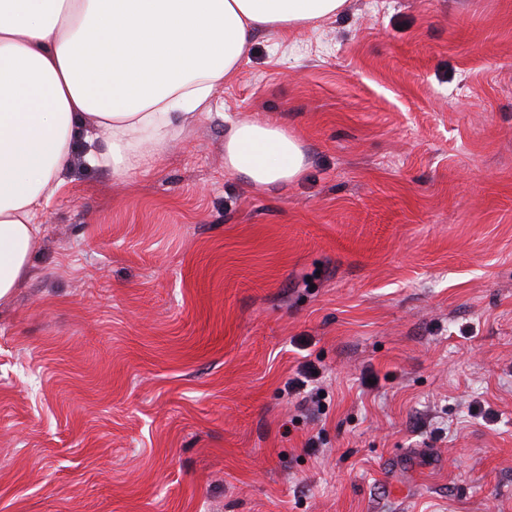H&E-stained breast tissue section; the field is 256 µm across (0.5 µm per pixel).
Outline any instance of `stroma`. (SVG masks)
<instances>
[{"mask_svg": "<svg viewBox=\"0 0 512 512\" xmlns=\"http://www.w3.org/2000/svg\"><path fill=\"white\" fill-rule=\"evenodd\" d=\"M85 151L0 304V512H512V0H348L130 180ZM306 168L303 143L282 127L229 122L224 129V170L253 186H288Z\"/></svg>", "mask_w": 512, "mask_h": 512, "instance_id": "stroma-1", "label": "stroma"}]
</instances>
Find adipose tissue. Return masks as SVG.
Listing matches in <instances>:
<instances>
[{"label": "adipose tissue", "mask_w": 512, "mask_h": 512, "mask_svg": "<svg viewBox=\"0 0 512 512\" xmlns=\"http://www.w3.org/2000/svg\"><path fill=\"white\" fill-rule=\"evenodd\" d=\"M346 3L0 0V303L27 271L76 138L88 164L130 179L175 128L209 114L258 36L317 26ZM306 168L303 143L282 127L224 130V169L251 185L285 186Z\"/></svg>", "instance_id": "obj_1"}]
</instances>
